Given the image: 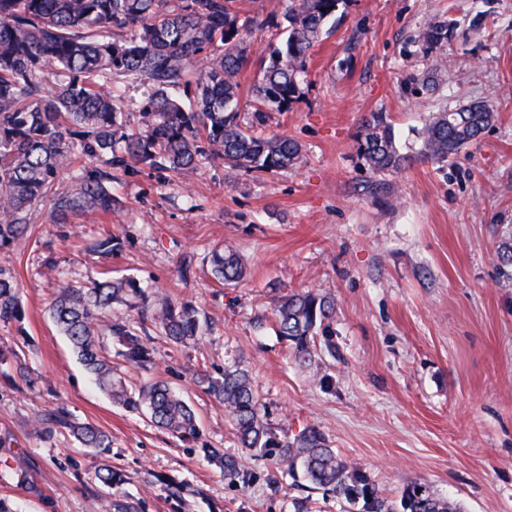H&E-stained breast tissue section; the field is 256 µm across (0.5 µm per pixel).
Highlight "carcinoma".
Masks as SVG:
<instances>
[{"mask_svg": "<svg viewBox=\"0 0 512 512\" xmlns=\"http://www.w3.org/2000/svg\"><path fill=\"white\" fill-rule=\"evenodd\" d=\"M238 0H0V250L23 238L31 215L48 207L50 222L65 224L74 215L112 211L114 169L141 167L168 170L184 178L202 161H221L254 175L297 168L304 155L293 139L265 134L258 126L270 112L290 111L301 97L307 61L326 24L349 0H288L272 26L281 35L251 92V119H241L239 74L247 61L253 20L241 13ZM460 36L458 20L439 18L420 27L410 39L424 69L405 82L418 99L439 89L447 70L445 47ZM147 86L136 107L138 124L128 127V103L118 82ZM494 109L474 98L433 113L417 132L420 155L446 166L477 143L495 122ZM358 160L376 175L405 168L410 157L400 152L385 113L370 112L354 137ZM70 176L60 190L63 175ZM117 235H106L95 251L110 256L122 250ZM496 257L499 283L512 284V231L501 240ZM211 276L238 282L245 268L238 253L215 250ZM50 315L98 389L130 412L146 413L157 428L185 444L198 445L204 457L231 483L245 479L240 457L226 456L201 441L189 402L158 380L127 383L107 352L118 347L125 363L147 370L153 364L155 337L175 346L203 339L210 324L191 302H176L147 291L135 277L83 284L57 271ZM154 297L149 318L138 321L128 311ZM335 299L303 291L279 299L273 330L289 343L298 363L311 359L316 338L333 334ZM24 310L20 283L10 268L0 267V323L21 324ZM13 346L0 347V366L14 365L33 387L36 379L18 362ZM194 382L211 397L231 425L242 448L275 449V464L287 473L302 466L318 488L345 501L347 512H462L448 497L425 485L405 488L399 503L382 495L357 466L339 458L325 436L306 427L291 438L277 439L261 411L249 371L240 364L212 375L196 373ZM34 433L50 439L63 431L92 448L103 463L96 479L109 488L124 483V474L105 463L112 435L73 418L61 404L33 413ZM178 512L190 508L189 491L164 478ZM99 512H141L140 502L113 493L96 498Z\"/></svg>", "mask_w": 512, "mask_h": 512, "instance_id": "obj_1", "label": "carcinoma"}]
</instances>
